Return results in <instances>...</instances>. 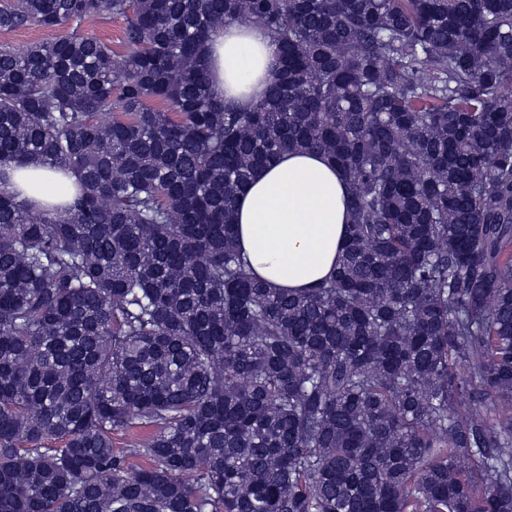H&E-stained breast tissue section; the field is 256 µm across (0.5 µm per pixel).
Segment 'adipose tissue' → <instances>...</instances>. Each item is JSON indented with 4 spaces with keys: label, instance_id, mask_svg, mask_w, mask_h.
<instances>
[{
    "label": "adipose tissue",
    "instance_id": "1",
    "mask_svg": "<svg viewBox=\"0 0 512 512\" xmlns=\"http://www.w3.org/2000/svg\"><path fill=\"white\" fill-rule=\"evenodd\" d=\"M277 46L259 27L218 29L204 50L211 91L246 107L273 78ZM349 212L345 182L321 156L290 152L258 169L239 198L238 244L270 287L302 291L336 270Z\"/></svg>",
    "mask_w": 512,
    "mask_h": 512
}]
</instances>
